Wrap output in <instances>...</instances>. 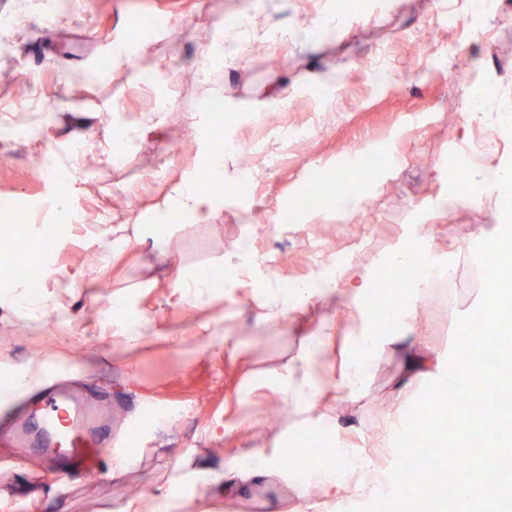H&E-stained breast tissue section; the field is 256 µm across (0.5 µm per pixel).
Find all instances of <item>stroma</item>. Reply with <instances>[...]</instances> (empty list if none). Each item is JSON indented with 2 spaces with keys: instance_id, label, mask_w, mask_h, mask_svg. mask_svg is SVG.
I'll list each match as a JSON object with an SVG mask.
<instances>
[{
  "instance_id": "1",
  "label": "stroma",
  "mask_w": 512,
  "mask_h": 512,
  "mask_svg": "<svg viewBox=\"0 0 512 512\" xmlns=\"http://www.w3.org/2000/svg\"><path fill=\"white\" fill-rule=\"evenodd\" d=\"M153 0H0V110L14 119L0 146V271L18 264L29 240L15 213L60 231L35 319L0 306V373L33 363L40 370L0 405V503L7 512H115L129 502L148 512L170 495L176 512H242L263 496L267 512H318L317 493L289 469L276 475L212 480L262 445L283 457L315 439L285 394L265 377L294 355L303 336L335 317L337 341L369 322L348 298L322 301L296 317L267 319L266 287L335 276L345 267L381 277L389 256L411 242L444 260L475 265V246L503 227L501 195L482 190L476 205L448 192L450 153L467 155L479 137L466 109L465 83L486 86V126L512 113V6L493 33L477 21L448 28L434 0H178L176 20L145 34L136 20ZM440 44L466 41L465 53L416 56L426 32ZM224 102L216 129L207 106ZM303 129L280 144L282 126ZM262 143L260 153L225 152L217 136ZM381 154L359 210L315 197L309 182L332 183L356 151ZM224 157V173L209 165ZM217 186L198 220L173 206L185 185ZM163 219L156 238L112 255V228ZM281 244L274 273L224 284L175 302L174 284L200 267L221 271L246 241ZM327 259L315 261L310 243ZM127 298V317L146 325L149 344L115 357L122 344L112 297ZM481 291L461 288L453 308L423 288L415 305L419 333L435 359L448 358L459 316ZM228 337L199 345L201 328ZM180 337L172 346L168 337ZM398 357L376 362L367 397L317 408L355 452L394 461L403 423ZM53 386L77 388L104 411L112 441L132 450L126 472L95 478L72 471L44 477V457L13 439L29 406ZM180 411L156 425L148 404Z\"/></svg>"
}]
</instances>
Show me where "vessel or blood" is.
I'll list each match as a JSON object with an SVG mask.
<instances>
[{"label":"vessel or blood","instance_id":"1","mask_svg":"<svg viewBox=\"0 0 512 512\" xmlns=\"http://www.w3.org/2000/svg\"><path fill=\"white\" fill-rule=\"evenodd\" d=\"M37 436L63 438L69 444L65 451L44 449L53 475L63 469L84 472L97 469L101 456L112 451V434L99 423L95 405L75 389H54L43 396L27 426L17 434L24 446Z\"/></svg>","mask_w":512,"mask_h":512}]
</instances>
